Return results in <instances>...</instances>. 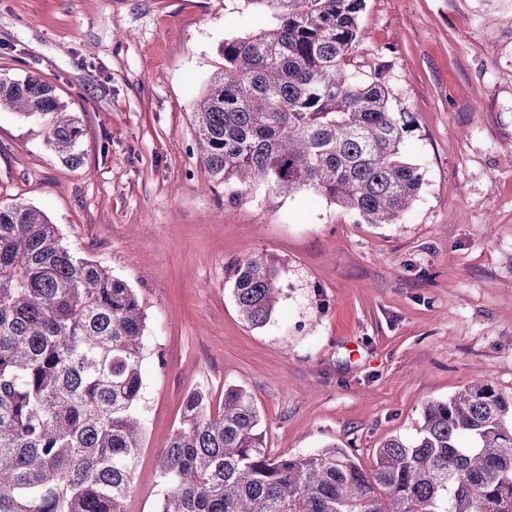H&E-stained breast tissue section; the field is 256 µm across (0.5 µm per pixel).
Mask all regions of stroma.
<instances>
[{
  "mask_svg": "<svg viewBox=\"0 0 512 512\" xmlns=\"http://www.w3.org/2000/svg\"><path fill=\"white\" fill-rule=\"evenodd\" d=\"M268 22L244 0H0V76L37 73L84 129L71 166L45 121L0 112V203L127 281L152 338L128 512H156L158 452L198 385L246 389L271 454L333 445L365 467L429 401L482 381L512 398V0H366L346 69L385 82L424 178L398 224L308 189L230 204L201 177L196 102L224 41ZM249 254L284 288L263 327L232 294Z\"/></svg>",
  "mask_w": 512,
  "mask_h": 512,
  "instance_id": "stroma-1",
  "label": "stroma"
}]
</instances>
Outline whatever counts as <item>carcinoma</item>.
I'll return each instance as SVG.
<instances>
[{
    "instance_id": "carcinoma-1",
    "label": "carcinoma",
    "mask_w": 512,
    "mask_h": 512,
    "mask_svg": "<svg viewBox=\"0 0 512 512\" xmlns=\"http://www.w3.org/2000/svg\"><path fill=\"white\" fill-rule=\"evenodd\" d=\"M268 26L224 40V68L194 112L200 166L228 199L307 188L361 224H395L418 197L420 165L380 77L345 59L366 0H244ZM52 116L48 146L82 162L83 128L36 74L0 77V111ZM245 321L267 325L277 271L248 255L233 273ZM138 295L76 256L31 205H0V512H127L146 419L148 351ZM157 512H512V399L489 384L425 405L412 439L390 436L363 467L329 446L273 456L252 396L217 411L191 389L158 454Z\"/></svg>"
}]
</instances>
